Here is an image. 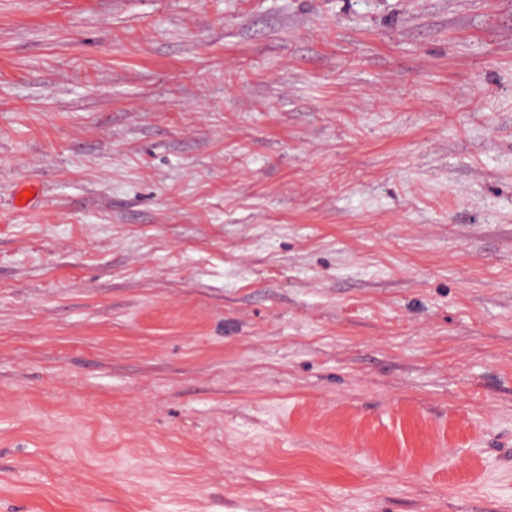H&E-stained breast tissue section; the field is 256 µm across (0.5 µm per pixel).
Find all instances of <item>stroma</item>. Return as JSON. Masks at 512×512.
Listing matches in <instances>:
<instances>
[{
    "label": "stroma",
    "mask_w": 512,
    "mask_h": 512,
    "mask_svg": "<svg viewBox=\"0 0 512 512\" xmlns=\"http://www.w3.org/2000/svg\"><path fill=\"white\" fill-rule=\"evenodd\" d=\"M0 512H512V0H0Z\"/></svg>",
    "instance_id": "stroma-1"
}]
</instances>
